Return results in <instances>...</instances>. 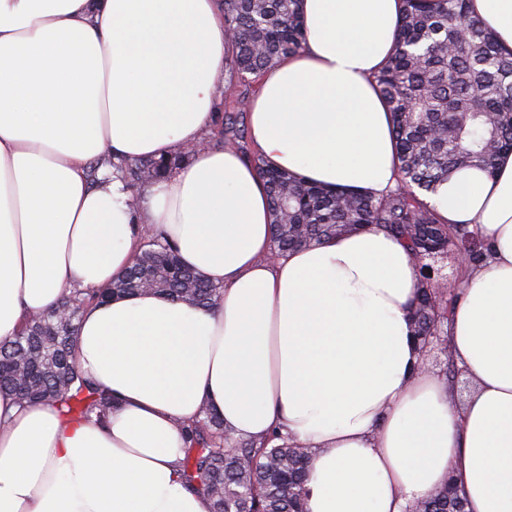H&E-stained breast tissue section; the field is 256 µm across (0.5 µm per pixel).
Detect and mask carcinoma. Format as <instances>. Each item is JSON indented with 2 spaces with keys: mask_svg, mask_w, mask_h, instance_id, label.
Wrapping results in <instances>:
<instances>
[{
  "mask_svg": "<svg viewBox=\"0 0 512 512\" xmlns=\"http://www.w3.org/2000/svg\"><path fill=\"white\" fill-rule=\"evenodd\" d=\"M229 67L241 90L224 97V111H246L261 74L296 55L307 41L300 0H224ZM392 120L399 161L395 188L376 197L298 179L252 160L266 182L272 207L274 251L306 247L342 232L380 227L418 258L426 244L448 242V221L427 198L448 178L477 167L487 175L512 152V52L469 10V0H404L395 51L375 76ZM184 154L102 163L115 168L128 190L170 174ZM151 278L155 293L202 308L216 307L222 289L183 265L166 240L151 236L142 254L112 287L74 289L59 310L36 314L15 338L0 344V388L22 402H55L67 414L107 418L112 394L72 361L83 310L109 298L133 296ZM445 288H418L413 321L418 329L440 322ZM181 467L189 487L208 496L212 512H305V477L315 449L275 434L230 440L223 421L204 408L184 427Z\"/></svg>",
  "mask_w": 512,
  "mask_h": 512,
  "instance_id": "cac0c4a2",
  "label": "carcinoma"
}]
</instances>
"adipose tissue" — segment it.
<instances>
[{
    "label": "adipose tissue",
    "instance_id": "adipose-tissue-1",
    "mask_svg": "<svg viewBox=\"0 0 512 512\" xmlns=\"http://www.w3.org/2000/svg\"><path fill=\"white\" fill-rule=\"evenodd\" d=\"M512 50V0H470ZM299 54L249 106L269 166L379 195L396 185L375 75L401 0H301ZM222 0H0V343L64 291L109 286L150 227L223 289L217 308L147 291L88 307L75 363L117 400L106 423L0 389V512H210L188 491L181 428L210 408L231 437L314 449L308 512H404L447 474L469 512H512V153L454 174L436 200L488 258L459 293L462 405L419 368L412 254L375 228L274 259L253 164L206 144L222 120ZM193 149L131 199L100 155Z\"/></svg>",
    "mask_w": 512,
    "mask_h": 512
}]
</instances>
